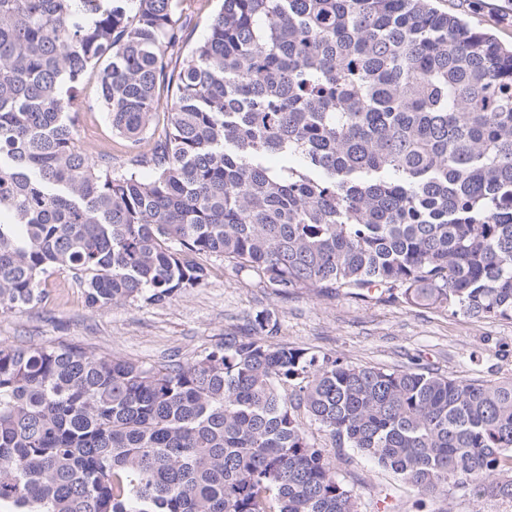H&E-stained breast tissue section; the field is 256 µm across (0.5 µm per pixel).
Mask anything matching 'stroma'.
Instances as JSON below:
<instances>
[{"mask_svg": "<svg viewBox=\"0 0 512 512\" xmlns=\"http://www.w3.org/2000/svg\"><path fill=\"white\" fill-rule=\"evenodd\" d=\"M512 45V0H436ZM205 286L164 305L142 302L91 309L72 276L51 275L46 301L19 313H0V342L30 346L65 341L98 353L145 363L202 353L227 334L244 335L248 320L266 310L278 321V340L355 365L427 367L463 379L512 377V321H475L445 310L403 306L393 299L361 300L330 291L280 295L251 274L201 257ZM338 478L359 495V512H512V503L473 502L454 495L420 496L393 473L351 449L333 453Z\"/></svg>", "mask_w": 512, "mask_h": 512, "instance_id": "obj_1", "label": "stroma"}]
</instances>
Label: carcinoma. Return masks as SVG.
<instances>
[{
  "label": "carcinoma",
  "instance_id": "obj_1",
  "mask_svg": "<svg viewBox=\"0 0 512 512\" xmlns=\"http://www.w3.org/2000/svg\"><path fill=\"white\" fill-rule=\"evenodd\" d=\"M182 3L0 0L1 312L61 269L94 309L163 304L206 255L512 320V46L433 0H222L190 46ZM86 108L125 164L85 149ZM276 333L260 311L154 364L1 343L0 512H358L303 415L422 496L512 502V378ZM88 138H96L111 147L112 165L119 166L126 161L128 153L125 142L112 135L111 124L102 110L93 112L81 127L82 142L84 143Z\"/></svg>",
  "mask_w": 512,
  "mask_h": 512
}]
</instances>
